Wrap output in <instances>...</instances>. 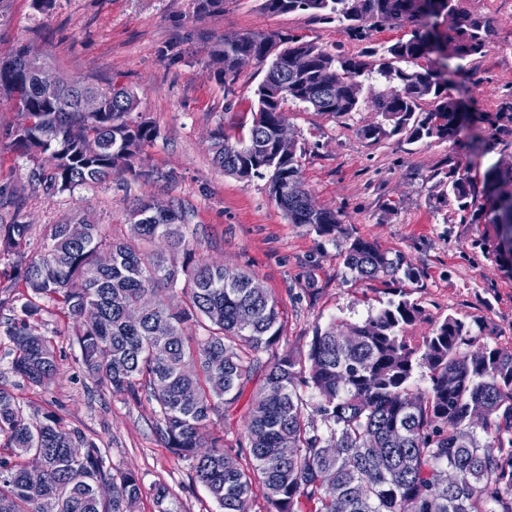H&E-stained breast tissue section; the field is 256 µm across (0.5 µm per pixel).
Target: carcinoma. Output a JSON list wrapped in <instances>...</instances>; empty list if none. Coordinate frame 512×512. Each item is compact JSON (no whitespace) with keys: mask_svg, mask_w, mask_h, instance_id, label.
<instances>
[{"mask_svg":"<svg viewBox=\"0 0 512 512\" xmlns=\"http://www.w3.org/2000/svg\"><path fill=\"white\" fill-rule=\"evenodd\" d=\"M270 13L303 12L338 22L356 39L379 22L409 25L407 38L367 47L366 60L295 35L224 36L209 52L220 75L237 74L250 57L266 67L257 107L242 133L220 124L209 134L213 162L241 179L269 176L272 199L290 224L321 235L341 231L335 212L318 206L306 188L297 145L283 151L278 130L283 105L333 116L368 104L381 121L361 134L374 141L403 134L411 142L448 141L472 124L448 96L437 69L420 60L432 53L435 30L426 20H450L448 59L484 57L487 20L461 0H264ZM194 15L224 12V0H193ZM41 51L22 44L0 57V104L18 114L0 127V153L25 160L27 186L48 198L79 186L106 183L125 171L149 183L151 170L135 169L159 130L133 117L134 93L103 90L58 77L45 87ZM396 81L400 89L371 93L367 81ZM99 99L96 112L79 108L82 96ZM480 140L490 145L512 135V105L478 116ZM512 166L486 171L476 206L475 187L448 176V196L472 221L493 214L495 239L512 243ZM143 197L126 214L127 237L114 240L81 213L46 225L36 235L23 220L25 199L0 187V257L18 258L14 281L25 293L0 298L3 334L12 345L13 371L43 387L58 370L53 339L41 331L52 305L69 320L81 364L95 386L124 401L156 404V433L174 455L190 462L223 512H251L254 489L265 512H512V352L479 340L464 321L447 316L426 336L411 334L425 310L402 289L359 322L315 326L305 349L278 352L282 324L276 299L256 288L249 271L209 263L206 228L190 224L171 198L162 213ZM83 227L75 239L70 226ZM112 255L108 265L99 256ZM360 280L398 270L387 252L360 238L343 255ZM172 292L169 302L144 311L130 307ZM267 355L262 359L261 355ZM259 381L244 415L249 457L228 452L216 428ZM337 448L327 456L326 448ZM459 473L439 484L441 468ZM112 486L102 500L97 487ZM143 496L138 475L112 473L108 455L53 410L23 414L16 397L0 388V512H136Z\"/></svg>","mask_w":512,"mask_h":512,"instance_id":"carcinoma-1","label":"carcinoma"}]
</instances>
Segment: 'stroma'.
<instances>
[{
  "mask_svg": "<svg viewBox=\"0 0 512 512\" xmlns=\"http://www.w3.org/2000/svg\"><path fill=\"white\" fill-rule=\"evenodd\" d=\"M462 5L488 19L489 47L470 63L467 77L448 73V93L464 111L493 112L512 100V0ZM272 31L352 56L363 49L338 23H320L301 12L272 14L263 0H225L223 13L202 17L193 15L192 0H54L45 11L31 0H10L8 20L0 24V56L34 45L62 74L133 91L159 137L139 160L155 172L148 184L125 172L48 199L30 193L24 161L5 154L0 186L26 195L24 219L35 229L79 207L116 237L126 232L125 216L136 198L149 193L161 201L178 199L190 223L205 225L218 242L205 249L206 258L253 272L276 298L283 352L305 347L315 324L365 319L386 306L397 288L428 316L416 334L451 315L471 324L482 341L512 349V269L473 245L492 234V225L471 223L448 197L449 174L479 184L490 164H512V136L486 149L476 142L412 143L401 134L373 142L361 134L378 119L371 108L335 117L286 103L305 185L319 206L336 212L344 232L332 238L289 223L271 199L267 179L229 175L208 151L210 131L237 126L264 77L252 61L225 87L207 64L211 47L229 34ZM355 237L386 251L399 272L355 279L341 258ZM42 322L59 364L48 387L23 384L11 369L9 343L0 337V387L15 395L24 414L56 411L68 427L95 440L113 473L138 474L145 489L139 512H159L152 492L159 483L178 512H220L189 462L158 439L154 402L127 403L98 391L81 367L64 315L50 306Z\"/></svg>",
  "mask_w": 512,
  "mask_h": 512,
  "instance_id": "stroma-1",
  "label": "stroma"
}]
</instances>
